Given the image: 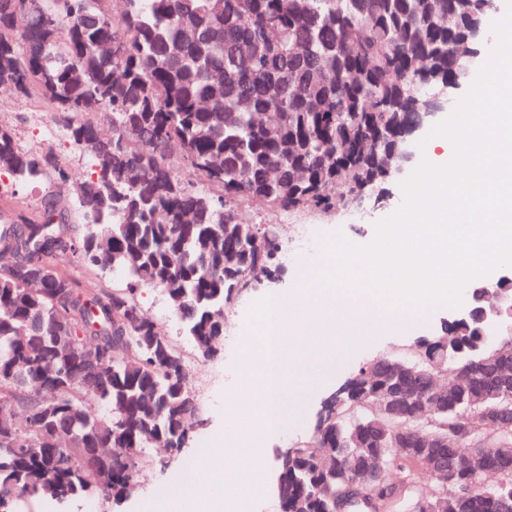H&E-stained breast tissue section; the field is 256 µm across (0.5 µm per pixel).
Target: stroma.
Returning a JSON list of instances; mask_svg holds the SVG:
<instances>
[{"label": "stroma", "instance_id": "obj_1", "mask_svg": "<svg viewBox=\"0 0 512 512\" xmlns=\"http://www.w3.org/2000/svg\"><path fill=\"white\" fill-rule=\"evenodd\" d=\"M0 124L14 129L23 150L53 154L69 176L68 183L63 185L57 184L51 175L36 183L16 184L15 197L22 211L40 207L45 198L58 192L72 197L73 182L90 176L93 169L91 157L71 145L62 114L43 102L8 89L0 90ZM390 192L387 204L375 210L339 208L327 213L316 210L246 212L249 222L276 226L282 246V271L278 282L259 278L254 287L247 289L232 307L225 309L224 343L215 355L189 357L190 378L204 409L186 447L177 451L154 445L147 448V455L156 459L157 464L140 472L134 490L120 502L95 495L62 507L51 500L21 497L17 500L18 512H161L163 491H178L183 481L192 475L205 478L201 459L211 448V435L215 428L224 427L226 415L234 411V398L243 391L240 374L246 361V350L236 341L235 334L244 317L256 301L275 293L289 294L297 285L303 265L321 261L324 245L333 233H341L355 245L370 243L376 234V223L393 215L403 202L400 183H393ZM447 315V307H436L425 311L423 320L414 331L399 332L385 328L367 335L348 349L337 351L331 373L315 377V389L305 404L289 405L287 427L269 441L262 460L267 490L256 498L253 512H281L273 489L280 458L287 449L313 438L323 401L342 389L372 358L402 343L433 339L440 329L441 320Z\"/></svg>", "mask_w": 512, "mask_h": 512}]
</instances>
